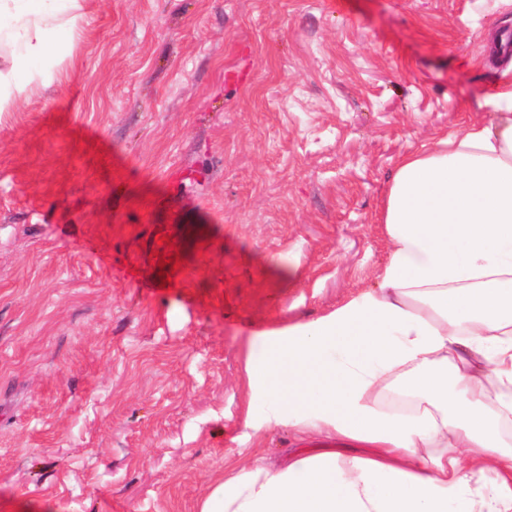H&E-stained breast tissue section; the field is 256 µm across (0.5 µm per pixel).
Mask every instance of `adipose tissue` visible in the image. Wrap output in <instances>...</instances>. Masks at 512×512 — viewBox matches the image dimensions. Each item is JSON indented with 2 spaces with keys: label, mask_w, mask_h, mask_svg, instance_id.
Returning a JSON list of instances; mask_svg holds the SVG:
<instances>
[{
  "label": "adipose tissue",
  "mask_w": 512,
  "mask_h": 512,
  "mask_svg": "<svg viewBox=\"0 0 512 512\" xmlns=\"http://www.w3.org/2000/svg\"><path fill=\"white\" fill-rule=\"evenodd\" d=\"M84 0H0V111L55 74ZM491 117L402 156L383 222L389 257L376 285L317 319L247 347L245 425L369 448L314 449L226 476L200 512H512V82L482 102ZM416 410L371 395L392 372ZM500 387L488 394L484 381ZM473 474L492 478L486 496Z\"/></svg>",
  "instance_id": "ef3b65f1"
}]
</instances>
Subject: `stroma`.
<instances>
[{"mask_svg": "<svg viewBox=\"0 0 512 512\" xmlns=\"http://www.w3.org/2000/svg\"><path fill=\"white\" fill-rule=\"evenodd\" d=\"M0 112V512H199L311 438L244 424L253 334L388 260L396 161L488 116L499 0H86ZM180 275L156 291V247Z\"/></svg>", "mask_w": 512, "mask_h": 512, "instance_id": "obj_1", "label": "stroma"}]
</instances>
